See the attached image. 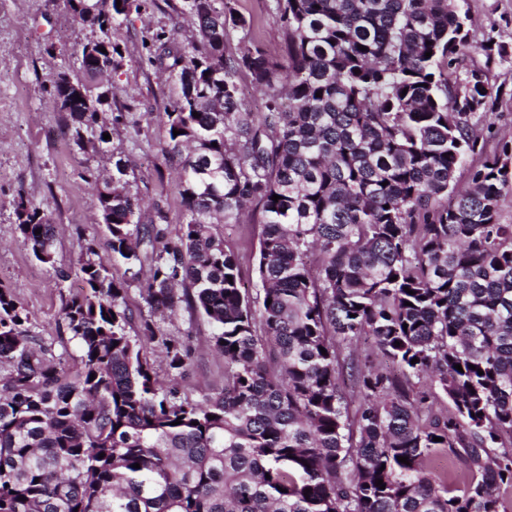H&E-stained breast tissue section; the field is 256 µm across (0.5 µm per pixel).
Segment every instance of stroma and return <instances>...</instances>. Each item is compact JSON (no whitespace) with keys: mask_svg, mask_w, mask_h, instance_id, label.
<instances>
[{"mask_svg":"<svg viewBox=\"0 0 512 512\" xmlns=\"http://www.w3.org/2000/svg\"><path fill=\"white\" fill-rule=\"evenodd\" d=\"M170 0H148L146 8L131 13L116 40L121 56L112 71V101L125 112H156L178 96L177 86L148 61L147 44L165 33L186 42L194 26L169 6ZM235 10L251 18L252 35L271 55H278L283 28L272 11V0H231ZM468 14L471 47L468 66L482 69L490 85L506 92L493 109L500 133L512 137V0H451ZM98 30L74 20L65 0H0V284L11 288L31 314L33 330L67 352L77 363L74 343L58 337L62 296L79 292L78 278L56 284L48 268L37 261L19 238L14 202L25 195L47 208L57 226V254L75 264L85 238H102L93 177L111 167L113 158L130 164L128 189L142 199L146 210H161L170 239H177L185 220L182 186L163 150L168 128L151 120L113 126L108 154L79 149L57 112L52 81L63 70L77 72L84 44ZM258 207H250L239 223L218 225L224 247L239 256L241 278L248 295L256 293V257L260 226ZM162 327L188 349L190 359L181 375H171L161 350L152 359L158 380L180 391L202 397L224 387V360L210 340L205 318L189 308L162 320Z\"/></svg>","mask_w":512,"mask_h":512,"instance_id":"35a3bbf8","label":"stroma"}]
</instances>
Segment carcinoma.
Here are the masks:
<instances>
[{
  "label": "carcinoma",
  "mask_w": 512,
  "mask_h": 512,
  "mask_svg": "<svg viewBox=\"0 0 512 512\" xmlns=\"http://www.w3.org/2000/svg\"><path fill=\"white\" fill-rule=\"evenodd\" d=\"M141 2L66 0L100 32L77 74L53 82L79 145L107 151L100 113L129 116L112 111L105 75L120 55L113 33ZM274 2L278 59L246 36L227 48L228 28L251 27L229 0H179L193 42L156 35L149 61L180 95L145 117L170 131L186 223L175 241L143 223L120 158L97 183L106 235L80 245L84 290L61 304L79 367L0 290V512H499L512 490V224L499 216L512 139L484 155L502 87L460 64L468 16L450 0ZM242 74L265 111L244 108ZM253 201L250 301L216 226ZM15 214L23 244L67 281L47 211L21 196ZM101 249L140 283L148 315L135 335L128 281ZM184 305L224 357V388L199 399L160 385L150 357L154 344L185 369L188 350L155 320ZM368 340L393 370L355 354ZM437 451L464 468L463 488L452 468L427 472Z\"/></svg>",
  "instance_id": "cac0c4a2"
}]
</instances>
